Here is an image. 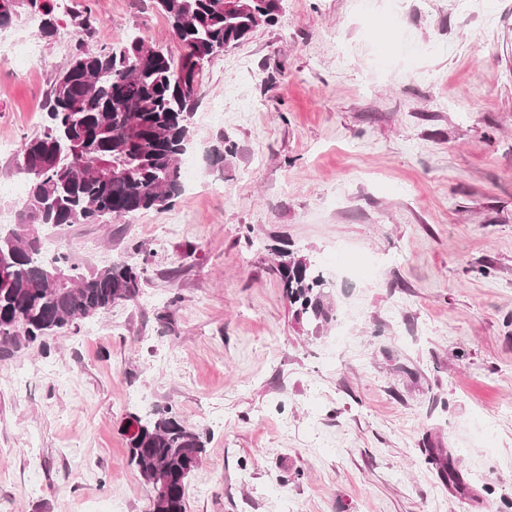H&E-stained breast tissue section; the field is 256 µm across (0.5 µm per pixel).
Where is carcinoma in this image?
I'll list each match as a JSON object with an SVG mask.
<instances>
[{"mask_svg": "<svg viewBox=\"0 0 512 512\" xmlns=\"http://www.w3.org/2000/svg\"><path fill=\"white\" fill-rule=\"evenodd\" d=\"M282 0H157L171 25L177 53L138 36L99 52L78 44L55 76L47 102L49 122L23 139L17 167L28 192L16 224L0 227L6 275L0 278V349L20 344L42 352L76 321L133 301L146 268L113 263L84 271L68 254L42 256L39 228L107 224L141 211L161 210L183 192L179 160L191 144L188 118L197 105L205 66L274 22ZM40 16L38 36L59 28L51 0H0V28L16 8ZM293 316L315 333L336 320L333 283L314 262L272 248ZM69 270L71 283L51 284L47 274ZM137 431L126 437L129 464L153 487L165 477L156 512H185L192 473L206 454L207 435L182 423L173 408L161 414L128 413Z\"/></svg>", "mask_w": 512, "mask_h": 512, "instance_id": "1", "label": "carcinoma"}]
</instances>
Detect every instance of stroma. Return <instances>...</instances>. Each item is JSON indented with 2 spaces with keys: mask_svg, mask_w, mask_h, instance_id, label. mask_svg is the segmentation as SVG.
<instances>
[{
  "mask_svg": "<svg viewBox=\"0 0 512 512\" xmlns=\"http://www.w3.org/2000/svg\"><path fill=\"white\" fill-rule=\"evenodd\" d=\"M463 2L282 0L207 65L171 209L42 227L146 281L49 352L0 356V512H146L123 420L169 405L209 434L187 512H512V0ZM87 12L91 49L176 48L156 0L55 15ZM71 53L0 62V208L26 197L15 148ZM278 236L332 277L321 333L293 318Z\"/></svg>",
  "mask_w": 512,
  "mask_h": 512,
  "instance_id": "35a3bbf8",
  "label": "stroma"
}]
</instances>
